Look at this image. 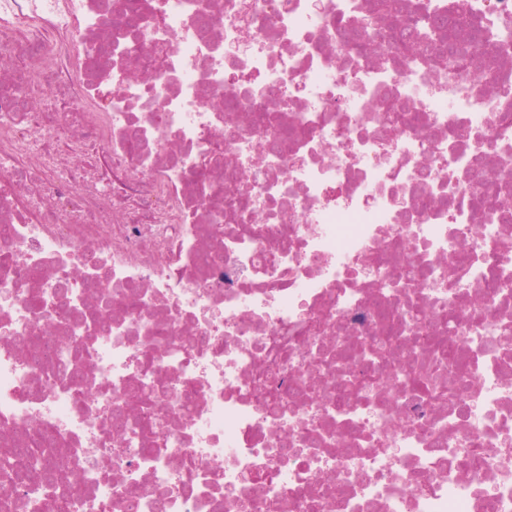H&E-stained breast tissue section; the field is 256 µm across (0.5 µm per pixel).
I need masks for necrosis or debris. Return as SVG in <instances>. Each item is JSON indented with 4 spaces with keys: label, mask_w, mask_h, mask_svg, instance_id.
<instances>
[{
    "label": "necrosis or debris",
    "mask_w": 512,
    "mask_h": 512,
    "mask_svg": "<svg viewBox=\"0 0 512 512\" xmlns=\"http://www.w3.org/2000/svg\"><path fill=\"white\" fill-rule=\"evenodd\" d=\"M418 2L0 0V453L83 475L12 512H512V0H426L453 80L346 40ZM415 15L418 23L404 28L397 36L404 52L417 60L434 50L448 79L453 80L460 64L481 40V29L476 22L461 15L450 14L448 18L431 22L422 8H418ZM477 178L480 184H485L489 188L499 189L500 174L496 168L478 173ZM509 203H512V190L511 188L509 190V187L507 186L501 187L496 199V205L508 207ZM36 436L31 435L24 445L13 451L0 455V473L25 474L27 478L42 484H54L60 475L63 457L58 453L60 448H53L52 442L44 439L40 445L33 448Z\"/></svg>",
    "instance_id": "necrosis-or-debris-1"
}]
</instances>
